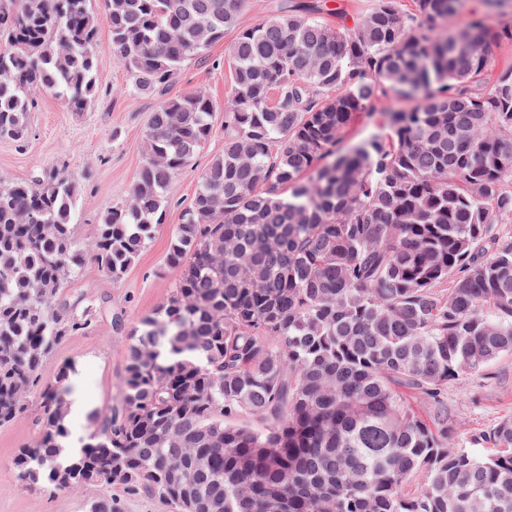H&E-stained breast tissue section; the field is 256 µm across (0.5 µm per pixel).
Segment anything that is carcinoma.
<instances>
[{
	"label": "carcinoma",
	"instance_id": "1",
	"mask_svg": "<svg viewBox=\"0 0 512 512\" xmlns=\"http://www.w3.org/2000/svg\"><path fill=\"white\" fill-rule=\"evenodd\" d=\"M92 2L0 0V139L27 141L38 92L93 103L101 24L138 94L235 30L224 153L173 232L175 288L134 328L115 402L66 458L67 372L50 385L42 367L95 315L68 313L61 290L88 258L123 278L214 104L204 89L158 103L130 198L89 246L76 182L0 175V427L25 412L21 386L43 408L18 479L177 512H512V420L480 456L406 400L438 402L512 354V63L491 54L512 22L474 13L439 30L463 0H375L351 27L313 4L253 24L249 0ZM390 93L422 104L343 150L355 115ZM120 501L121 512H177L173 506L146 496H128L120 491H112Z\"/></svg>",
	"mask_w": 512,
	"mask_h": 512
}]
</instances>
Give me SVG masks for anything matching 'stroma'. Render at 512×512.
<instances>
[{
    "label": "stroma",
    "instance_id": "35a3bbf8",
    "mask_svg": "<svg viewBox=\"0 0 512 512\" xmlns=\"http://www.w3.org/2000/svg\"><path fill=\"white\" fill-rule=\"evenodd\" d=\"M235 38V32H225L223 40L207 50V62H187L164 95L203 88L216 105H223L231 87L227 52ZM109 43L108 28L99 27L98 93L90 107L76 112L62 96L38 93L30 112L27 142L19 145L0 139V174L30 181L60 171L79 183L76 222L78 236L85 243L94 236L101 216L129 199L145 160L144 132L160 98L131 92L133 78L111 55ZM223 151L224 116L219 113L211 137L192 165L173 179L165 224L123 279L112 282L90 261L63 289L68 307H93L96 320L87 332L56 346L44 364L43 378L52 383L60 372H67L66 388L82 387L90 411L103 410L114 401L133 328L158 309L174 287L177 274L166 264L172 231L181 222L201 172ZM443 403L448 409L451 446L494 453V446L481 436L501 420L512 418V355L449 382ZM42 414L39 398L32 396L22 416L0 427V512H89L91 503L102 494L100 488L51 492L26 486L13 470L18 449L35 440Z\"/></svg>",
    "mask_w": 512,
    "mask_h": 512
}]
</instances>
